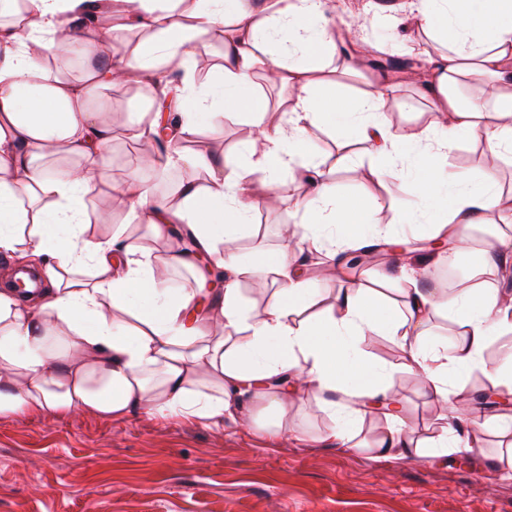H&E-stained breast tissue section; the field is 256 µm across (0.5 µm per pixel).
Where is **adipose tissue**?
Listing matches in <instances>:
<instances>
[{
	"instance_id": "1",
	"label": "adipose tissue",
	"mask_w": 512,
	"mask_h": 512,
	"mask_svg": "<svg viewBox=\"0 0 512 512\" xmlns=\"http://www.w3.org/2000/svg\"><path fill=\"white\" fill-rule=\"evenodd\" d=\"M79 2L24 0L22 20L0 24V251L33 248L44 256L52 281L36 297L0 291V415L82 411L120 418L142 410L214 424L229 416L247 427L255 420L253 402L268 400L277 408L271 424L280 432L292 396L277 383L303 381L336 416L320 444L351 446L353 423L380 405L392 423L379 432L374 451L418 456L420 443L405 428L404 402L387 382L390 366L362 349L371 335L399 338L403 368L441 399L450 395L449 371L472 368L482 369L495 390L512 394V350L504 349L501 364L482 361L493 338L512 334V292L475 286L450 296L386 273L382 279L395 282L400 303L354 283L315 313L312 280L294 251L302 238L328 250L388 237L376 226L379 197L339 196L318 168L306 139L308 126L318 124L332 127L343 142L406 163L410 189L431 216L430 224L411 231L447 240L449 259L466 255L467 231L487 213L512 222L491 176L448 165L449 150L463 136L512 158V0H409L418 31L444 47L416 74L435 114L418 130L387 123V78L356 95L337 93L323 79L324 62L336 50L327 18L334 0H205L187 12L183 0H138L127 20L147 32L148 41L117 66L88 67L85 80L75 83L48 71L27 45L91 57L90 40L59 20ZM225 20L221 74L206 90L178 95L177 107L188 129L223 118L228 108L251 118L256 134L243 162L205 186L183 187L175 205L153 198L138 181L116 182L112 123L107 110L91 106V91L121 77L152 96L155 80L187 69L191 43ZM260 71L291 92L289 111L274 125L254 93ZM462 76L482 83V99L461 104L455 87ZM63 153L75 164L49 167ZM283 170L295 180H316V195L301 200V221L284 227L276 253L242 255L234 243L256 208L251 189L259 183L281 194ZM112 190L128 196L133 219L153 232L187 225L201 252L225 271L216 323L201 319L204 280L171 287L136 241L88 235L89 200ZM267 273L277 284L273 302L245 307L240 280ZM437 314L458 325L454 341H423L421 326ZM470 426L466 435L439 436L434 447L473 449L476 432L488 427L511 436L512 416H476Z\"/></svg>"
}]
</instances>
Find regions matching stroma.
I'll return each instance as SVG.
<instances>
[{"label": "stroma", "instance_id": "35a3bbf8", "mask_svg": "<svg viewBox=\"0 0 512 512\" xmlns=\"http://www.w3.org/2000/svg\"><path fill=\"white\" fill-rule=\"evenodd\" d=\"M335 24L340 32L368 30L387 54L394 39L421 38L412 27L375 19L369 0H339ZM88 35L97 41L96 61L112 63L134 53L146 39L140 31L114 27L109 18L90 28ZM190 50L196 85H208L224 64L223 34L196 40ZM417 64V58L408 55L403 65L392 69L394 87L386 112L392 128L420 129L433 119L428 102L406 78ZM348 66L358 70V77L344 75ZM375 71L371 58L350 44L337 50L325 69L343 93L365 88ZM99 97L112 105V175L120 180L154 142L153 136L141 135L139 121L151 103L133 84L100 90ZM253 134L247 118L229 113L221 123L197 126L181 138L177 149L222 160L229 171L240 162ZM307 138L337 190L383 198L378 218L382 226L397 231L409 197L406 172L389 168V176L377 181L374 173L387 168L386 163L364 145L341 147L337 136L322 125L310 127ZM448 161L464 173L493 172L503 207H512V162L491 161L483 140H459ZM209 179L207 169L182 163L146 181L156 194L175 202L182 185L200 186ZM308 191L305 182L294 181L274 203L266 204L262 185H254L259 203L252 221L259 229L242 231L238 250L275 252L280 225L300 222L297 203ZM128 212L129 202L121 194L97 197L88 204L90 229L101 236L139 235L142 252L170 281L190 286L197 273L206 272L204 260H195L190 269L170 263L163 239L147 225L130 224ZM296 254L299 264L312 273L319 310L330 305L347 279L366 284L379 271L396 275L402 268L399 253L393 251L382 253L367 270L330 263L305 242L298 243ZM363 349L372 359L393 366L388 382L405 394L408 426L419 440L437 438L448 421L466 423L478 407L475 393L489 386L477 369L451 376L448 388L456 396L446 403L417 376L400 369L398 339L369 336ZM386 423L382 412L358 421L353 428L357 450L321 446L317 438L333 421L315 392L307 389L289 406L286 430L277 436L262 422L249 429L229 421L215 428L204 420L161 418L143 411L120 419L80 413L0 415V512H512V475L506 472L511 440L483 431L479 447L465 464L454 451L397 459L371 449Z\"/></svg>", "mask_w": 512, "mask_h": 512}]
</instances>
